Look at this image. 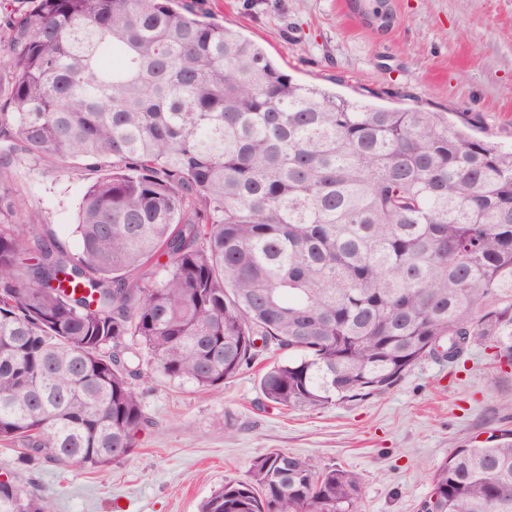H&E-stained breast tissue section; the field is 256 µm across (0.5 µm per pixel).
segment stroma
I'll list each match as a JSON object with an SVG mask.
<instances>
[{
  "mask_svg": "<svg viewBox=\"0 0 512 512\" xmlns=\"http://www.w3.org/2000/svg\"><path fill=\"white\" fill-rule=\"evenodd\" d=\"M384 29L350 0H200L209 21L250 37L296 81L347 97L402 92L399 108L480 115L512 146V0H390ZM97 177L73 161L15 160L8 186L23 201L16 223L37 215L43 231L76 250L80 197ZM261 364L202 394L154 377L140 388L148 418L131 457L99 471L43 464L25 487L55 512H199L225 482L280 449L356 473L358 512H419L430 475L456 449L512 429V368L486 345L460 363L428 357L386 392L324 410L265 401Z\"/></svg>",
  "mask_w": 512,
  "mask_h": 512,
  "instance_id": "35a3bbf8",
  "label": "stroma"
}]
</instances>
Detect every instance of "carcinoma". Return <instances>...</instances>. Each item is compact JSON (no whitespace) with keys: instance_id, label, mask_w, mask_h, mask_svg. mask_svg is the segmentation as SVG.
I'll list each match as a JSON object with an SVG mask.
<instances>
[{"instance_id":"cac0c4a2","label":"carcinoma","mask_w":512,"mask_h":512,"mask_svg":"<svg viewBox=\"0 0 512 512\" xmlns=\"http://www.w3.org/2000/svg\"><path fill=\"white\" fill-rule=\"evenodd\" d=\"M0 18V444L105 469L147 371L203 392L278 352L263 397L326 409L445 345L512 367V149L477 117L296 82L175 0H12ZM21 154L104 171L71 252L14 224ZM358 476L287 451L201 512H358ZM0 512H55L0 480ZM420 512H512V430L431 474Z\"/></svg>"}]
</instances>
